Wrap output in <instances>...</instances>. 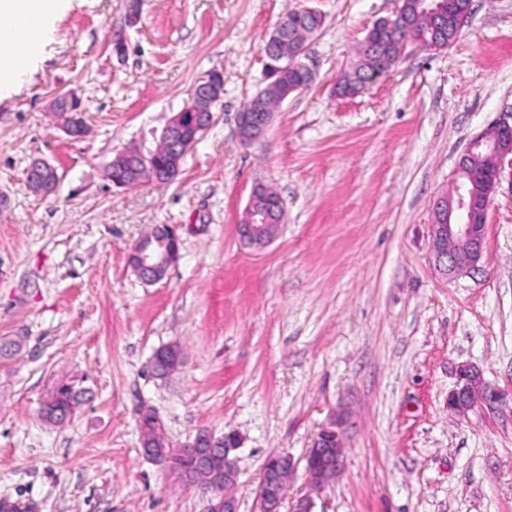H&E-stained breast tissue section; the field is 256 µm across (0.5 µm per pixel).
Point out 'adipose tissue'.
Returning <instances> with one entry per match:
<instances>
[{"mask_svg":"<svg viewBox=\"0 0 512 512\" xmlns=\"http://www.w3.org/2000/svg\"><path fill=\"white\" fill-rule=\"evenodd\" d=\"M66 0H0V95L12 91L44 53L55 17ZM37 25L34 36L23 27Z\"/></svg>","mask_w":512,"mask_h":512,"instance_id":"obj_1","label":"adipose tissue"}]
</instances>
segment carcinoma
<instances>
[{"instance_id": "obj_1", "label": "carcinoma", "mask_w": 512, "mask_h": 512, "mask_svg": "<svg viewBox=\"0 0 512 512\" xmlns=\"http://www.w3.org/2000/svg\"><path fill=\"white\" fill-rule=\"evenodd\" d=\"M421 0H401L399 12L405 23L398 30H391L387 21L381 20L374 24L368 32L360 49L359 59L350 72L344 73L336 82V92L352 94L363 89L365 82L370 79L375 67V55L380 53L387 57L388 66H394L401 58L404 41L408 38L416 40L420 46L429 51H442L452 45L468 22L463 18L454 26L442 23L437 18L424 14L419 4ZM323 25V18L317 12L308 13L303 9L295 10L285 17V31H275L268 43L274 44L279 57L288 60H298L306 48L308 37L318 31ZM311 74L290 68L271 73L270 82L257 94L259 103L266 112L286 100L288 96L307 86ZM255 100H250L244 111L252 112L256 108ZM206 105L194 100L181 113L186 126H191L201 118V110ZM138 148L134 147L116 155L106 169V177L117 184H127L135 187L143 182L166 184L170 182V170L175 167V157L172 155L171 142L167 139H157L151 147L146 161L136 160ZM493 165L492 156L481 151L479 157L471 162L464 170L463 183L467 188L482 189L486 172ZM161 360L160 375L174 371L181 363V350L176 345H169L157 350ZM79 403L78 393L67 385L55 388L44 402L40 416L51 424H61L73 414ZM139 420L149 428L148 435L152 447L160 449L159 460L168 462L179 476L187 482L199 486L211 493L224 491V480H233L236 476V465L231 459H224V448L215 449L210 463L199 466L195 462L197 449L187 445L172 446L166 441L162 425L150 409H140Z\"/></svg>"}]
</instances>
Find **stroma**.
Returning <instances> with one entry per match:
<instances>
[{"instance_id":"obj_1","label":"stroma","mask_w":512,"mask_h":512,"mask_svg":"<svg viewBox=\"0 0 512 512\" xmlns=\"http://www.w3.org/2000/svg\"><path fill=\"white\" fill-rule=\"evenodd\" d=\"M400 0H69L42 58L0 99V500L37 512H208L210 496L145 457L140 408L169 442L234 435L237 512H260L266 459L302 462L336 414L347 439L314 512H512V163L488 209L478 267L435 268L430 224L460 155L512 123V0H472L448 49L408 41L361 93L337 95L373 24ZM324 19L313 80L249 145L236 115L267 84L265 45L287 12ZM224 76L211 127L169 184L118 189L112 159L162 128L207 71ZM77 94L68 137L51 100ZM60 181L30 190L33 158ZM285 220L260 248L237 225L255 183ZM178 227V261L148 284L129 254ZM182 364L158 377L155 350ZM503 399L448 409L458 366ZM83 396L44 423L54 386ZM155 353L159 355L161 360V372L160 376L167 375L170 372L174 371L178 365L181 363V350L177 345H169L158 349ZM160 360H157L154 357L150 363V370L153 374H156V370H160L159 363Z\"/></svg>"}]
</instances>
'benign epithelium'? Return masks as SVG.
Returning <instances> with one entry per match:
<instances>
[{"label": "benign epithelium", "instance_id": "benign-epithelium-1", "mask_svg": "<svg viewBox=\"0 0 512 512\" xmlns=\"http://www.w3.org/2000/svg\"><path fill=\"white\" fill-rule=\"evenodd\" d=\"M224 95L222 79L214 73L204 75L195 89V97L202 98L212 104L219 102ZM213 119V113H205L201 123L185 130L180 127L179 117H174L161 132H151V138H170L176 158H181L184 148L197 142L196 135L208 129ZM272 121L270 115H265L262 122L249 131H243L248 122L238 119V135L240 141L247 145L265 133ZM501 134L511 136L506 143L494 141L489 145L497 157V170L490 177L491 185L484 194L466 190L454 178L451 191L441 194L434 202V219L430 224L432 252L436 269L444 276L454 277L478 266L483 258L487 229V215L490 199L494 194L500 168L504 161L512 157V124L494 122L488 125ZM30 189L38 196L48 197L55 193L59 181L56 168L48 161L39 158L34 160L26 171ZM275 217L278 223L284 222L282 204L272 208L270 214L264 216L259 212L250 213L247 224L238 225L240 239L247 245H252L266 225L270 217ZM180 239L174 228L167 231L164 252L156 254L145 247L134 249L132 268L144 280H155V273L168 268L179 258ZM498 399V393L485 382L479 370L463 366L458 372L456 388L448 394V409L464 414L480 404H491ZM221 443L211 433H198L190 445L198 449L201 461H206L211 449ZM344 447L343 419L337 417L333 423L323 428L315 438L312 448L305 457V476L310 493L298 498L292 507V512H314L315 502L312 494L321 491L331 481L332 475L338 471ZM294 470L295 463L287 455L269 457L263 467L258 497L263 512H277L281 502L277 495V485L284 470Z\"/></svg>", "mask_w": 512, "mask_h": 512}]
</instances>
